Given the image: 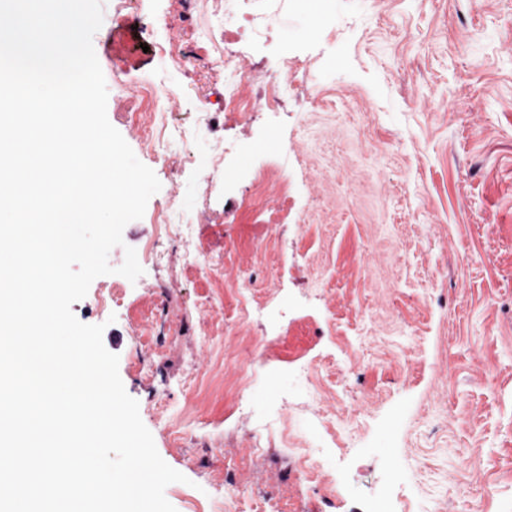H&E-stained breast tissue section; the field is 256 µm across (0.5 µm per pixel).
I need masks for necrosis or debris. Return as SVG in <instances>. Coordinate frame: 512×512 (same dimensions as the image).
Listing matches in <instances>:
<instances>
[{
	"mask_svg": "<svg viewBox=\"0 0 512 512\" xmlns=\"http://www.w3.org/2000/svg\"><path fill=\"white\" fill-rule=\"evenodd\" d=\"M285 8L301 18L304 38L336 26L335 0H215L214 21L219 24L233 21L249 34L248 41L228 45L223 60L213 62L211 67L224 85V109L237 123L252 125L259 113L273 111L305 92L303 86L288 78L289 69L305 65L297 49L298 41L294 39L283 45L274 68L263 80H255L253 76V44L264 36L273 16ZM112 85L114 100L128 124L129 138L137 140L146 155L160 161L173 177L168 196L156 211V223L163 226L168 239L181 244L187 269L223 275V254L204 250L195 233L193 200L197 193L206 192L217 184L232 190L241 176L224 162V140L214 136L209 110L199 108L193 127L188 129L174 120L181 110L183 96L166 81L159 78L135 81L119 68L113 74ZM186 162L197 172L195 182L190 185L176 178ZM247 179L249 194L241 203L248 207L277 211L291 189L290 183L272 169L251 171ZM291 377L288 383L273 379L259 387L251 370L241 371L242 389L237 409L253 418L252 451L264 449L281 425L277 411L257 412L258 404L276 400L302 410L306 395L318 392L323 386L342 384L348 372L346 368H338L333 378L318 384L312 380L307 366L296 365L291 369ZM298 423L311 447L310 453L295 459L298 474L303 478L320 476L327 480L329 487L338 486L336 466L327 454L337 440L330 420L302 415Z\"/></svg>",
	"mask_w": 512,
	"mask_h": 512,
	"instance_id": "obj_1",
	"label": "necrosis or debris"
}]
</instances>
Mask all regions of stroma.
Listing matches in <instances>:
<instances>
[{"label": "stroma", "instance_id": "35a3bbf8", "mask_svg": "<svg viewBox=\"0 0 512 512\" xmlns=\"http://www.w3.org/2000/svg\"><path fill=\"white\" fill-rule=\"evenodd\" d=\"M167 12V0H140L116 34L103 0L93 46L104 76L119 66L163 74L189 99L212 100L227 164L283 166L293 185L284 224H264L235 197L198 204L208 217L199 237L223 249L225 277L245 274L242 292L186 269L170 241L145 289L117 290L114 313L97 305L108 275L72 306L81 322L126 338L120 378L160 456L185 477L167 500L186 512L195 487L211 486L223 512H257L267 498L279 512H347L319 481L298 478L279 440L250 452L251 422L229 408L241 365L261 379L300 363L350 368L344 387L314 395L305 412H336V461L355 496L392 483L370 441L385 412L402 407L395 454L421 512H468L455 494L464 478L512 512V0H338L335 29L309 48L337 57L334 93L289 103L287 125L263 114L248 128L217 107L223 85L195 51L169 74L144 48V28ZM368 106L377 120L366 129ZM251 139L256 148L240 158L233 144ZM280 287L308 308L280 333L254 322L236 335L243 298L265 302ZM219 298L217 337L199 305ZM219 347L227 367L196 387L189 368L204 369ZM187 402L177 438L159 418ZM464 455L480 457L481 471L463 474Z\"/></svg>", "mask_w": 512, "mask_h": 512}]
</instances>
